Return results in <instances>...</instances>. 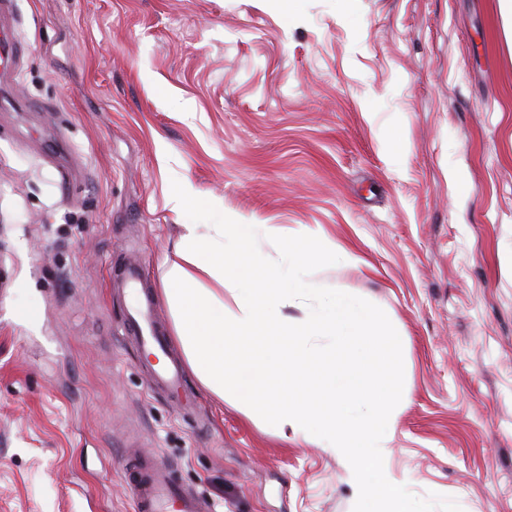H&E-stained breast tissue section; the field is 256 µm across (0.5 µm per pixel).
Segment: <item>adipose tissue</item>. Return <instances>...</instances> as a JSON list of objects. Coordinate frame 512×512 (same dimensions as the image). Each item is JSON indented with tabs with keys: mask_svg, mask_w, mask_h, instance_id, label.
<instances>
[{
	"mask_svg": "<svg viewBox=\"0 0 512 512\" xmlns=\"http://www.w3.org/2000/svg\"><path fill=\"white\" fill-rule=\"evenodd\" d=\"M253 231L250 224L184 225L176 244L182 261L167 269L162 288L175 338L201 386L219 396L233 387L250 417L255 380L269 361L286 366L289 396L276 417L280 436L316 440L363 467L385 453L395 427L378 402L382 388L399 382L396 365L379 356L388 342L380 312L345 288L305 305L311 293L305 270L316 255L291 252L265 265L258 290L236 294V312L225 314L224 260ZM293 308L301 317L290 316ZM340 353L356 354L366 371L383 373V383L338 373Z\"/></svg>",
	"mask_w": 512,
	"mask_h": 512,
	"instance_id": "adipose-tissue-1",
	"label": "adipose tissue"
}]
</instances>
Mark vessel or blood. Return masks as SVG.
I'll return each instance as SVG.
<instances>
[{
  "instance_id": "1",
  "label": "vessel or blood",
  "mask_w": 512,
  "mask_h": 512,
  "mask_svg": "<svg viewBox=\"0 0 512 512\" xmlns=\"http://www.w3.org/2000/svg\"><path fill=\"white\" fill-rule=\"evenodd\" d=\"M125 301L122 329L139 351L168 357L164 366H150L149 376L168 398L180 401L183 371L171 360V348L157 315L152 294L143 285L139 266L123 267L119 280ZM136 512H213V507L197 491L176 484L168 468L146 463L131 474Z\"/></svg>"
}]
</instances>
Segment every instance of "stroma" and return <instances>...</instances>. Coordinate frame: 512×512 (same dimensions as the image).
Here are the masks:
<instances>
[{"label": "stroma", "mask_w": 512, "mask_h": 512, "mask_svg": "<svg viewBox=\"0 0 512 512\" xmlns=\"http://www.w3.org/2000/svg\"><path fill=\"white\" fill-rule=\"evenodd\" d=\"M0 512H135L134 457L216 512H362L349 464L193 375L152 388L110 262L186 224L381 310L380 465L430 512H512V47L498 0H12L0 37Z\"/></svg>", "instance_id": "stroma-1"}]
</instances>
